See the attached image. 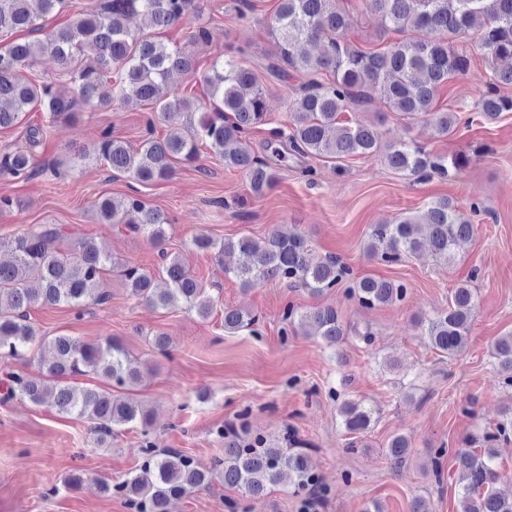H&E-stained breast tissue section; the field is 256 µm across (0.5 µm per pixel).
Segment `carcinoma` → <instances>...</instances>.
I'll return each instance as SVG.
<instances>
[{"instance_id": "cac0c4a2", "label": "carcinoma", "mask_w": 512, "mask_h": 512, "mask_svg": "<svg viewBox=\"0 0 512 512\" xmlns=\"http://www.w3.org/2000/svg\"><path fill=\"white\" fill-rule=\"evenodd\" d=\"M65 0H0V34L17 29L37 30V20L60 10ZM367 8L384 22L385 30L399 38L375 50L361 49L342 37L350 14L339 0H278L270 34L279 44L276 62L267 73L277 79L304 76L306 81L290 104L292 127L289 149L301 156L341 160L350 155L382 154L397 173L416 180L438 175L449 177L469 163L466 155L447 158L434 155L413 139L384 145L376 125L356 120L341 122L338 116L358 105L367 91L380 92L388 111L415 122L424 119L447 137L461 122L460 112L437 106L444 86L464 76L470 59L458 42L470 34L492 65V82L474 103L486 122L512 112V96L501 92L512 87V0H366ZM196 0H96L87 4L67 27L44 37L9 42L0 46V128H9L33 106L40 107L54 124L68 118L80 103L108 108L119 101L128 106H149L146 135L139 147L102 131L97 145L73 158L77 165L100 162L114 174L148 183L174 173V163L189 161L205 144L224 159V166L243 172L251 194L263 196L275 182V171L255 155L250 135L266 124L265 93L252 63L250 44L232 43L214 58L202 85L208 105L202 107L182 96L164 91L169 77L180 73L196 76V57L191 47L206 44L209 32L199 26L189 37V46H171L146 33H136L131 23L144 15L158 30L166 29L196 11ZM303 41L319 44V51H298ZM43 55L51 56L60 76L73 85L71 98L58 95L52 84L33 78L32 68ZM327 74L326 83L316 76ZM182 122L187 132L173 128L163 138L155 136L161 122ZM0 172L14 178H29L34 172L33 153L16 152L0 158ZM95 210L103 224H123L133 233H146L158 245L166 238L167 217L145 206L136 195L120 200L99 199ZM474 225L448 199L431 202L416 215H406L387 224H374L367 253L386 263L403 255L425 250L450 264L455 247L471 237ZM193 244L214 252L238 255V263L224 269L245 289L269 281L287 283L321 295L336 287L349 269L329 256L314 257L302 234L254 238L248 235L217 240L201 234ZM12 261L0 262V383L4 400L19 398L44 406L57 415L74 416L93 423L92 431L103 444L130 424L141 427L143 464L121 482L103 481L101 491L116 493L133 512H169L172 500L218 486L234 487L252 500L261 498L267 486L288 478L294 493L307 498L319 484L307 453L301 448H267L260 438L243 444L225 442L224 456L208 466L179 450H156L150 440L148 414L133 396L152 369L131 358L124 345L107 336L90 343L72 336H41L28 322L29 309L63 304L81 317L90 306L107 303L104 275L115 262L93 237L77 241L58 224L36 229L6 241L0 251ZM158 274L167 287H153V274L125 266L121 277L131 296L155 309L181 306L208 318L216 300L180 263L162 248ZM365 308L396 304L406 297L407 287L398 281L363 277L350 286ZM477 302L469 284L453 289L448 309L426 320L430 345L453 356L467 343L472 313ZM284 320L307 329L334 347L345 336L336 308L322 306L295 316L287 309ZM256 317L238 309H224V330L248 327ZM47 345L51 356L44 362V376L24 377L9 369L8 360L24 356L34 346ZM503 384L512 386V332L493 343ZM88 371L101 384L77 388L68 379ZM121 388L126 395L117 396ZM338 412L346 433L369 429L372 409L357 400L344 399ZM496 434L482 436L481 449L464 450L459 461L468 482L460 492V512H512V492L497 488L499 473L492 442ZM411 443L395 435L387 443V457L396 465L406 462Z\"/></svg>"}]
</instances>
